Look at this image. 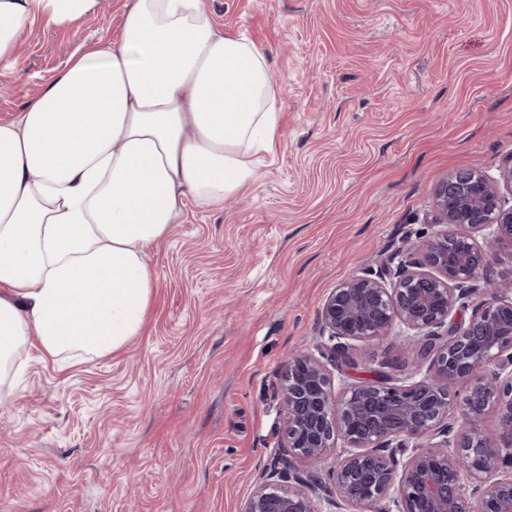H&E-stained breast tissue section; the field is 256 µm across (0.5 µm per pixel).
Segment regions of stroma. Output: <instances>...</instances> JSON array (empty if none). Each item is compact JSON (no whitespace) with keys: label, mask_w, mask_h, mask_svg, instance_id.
Instances as JSON below:
<instances>
[{"label":"stroma","mask_w":512,"mask_h":512,"mask_svg":"<svg viewBox=\"0 0 512 512\" xmlns=\"http://www.w3.org/2000/svg\"><path fill=\"white\" fill-rule=\"evenodd\" d=\"M126 0L37 24L0 73L12 118L82 43L117 38ZM263 50L281 127L255 183L186 201L148 252L145 330L68 368L30 349L0 392V512H242L280 457L284 363L364 262L427 228L437 183L512 161V0H209ZM360 377L411 367L355 343Z\"/></svg>","instance_id":"1"}]
</instances>
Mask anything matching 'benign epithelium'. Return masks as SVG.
<instances>
[{
    "mask_svg": "<svg viewBox=\"0 0 512 512\" xmlns=\"http://www.w3.org/2000/svg\"><path fill=\"white\" fill-rule=\"evenodd\" d=\"M512 161L497 177L448 174L434 193L433 224L390 259L366 263L319 311L316 351L288 356L283 376L284 455L243 512H512V279L479 284L493 249L512 247ZM484 294L470 316L459 309ZM393 336L414 370L352 383L356 342ZM339 376H334V372ZM497 430L481 427L488 412ZM341 448L325 468L329 451ZM305 462L309 467L303 468Z\"/></svg>",
    "mask_w": 512,
    "mask_h": 512,
    "instance_id": "benign-epithelium-1",
    "label": "benign epithelium"
}]
</instances>
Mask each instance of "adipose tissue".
Returning <instances> with one entry per match:
<instances>
[{
  "mask_svg": "<svg viewBox=\"0 0 512 512\" xmlns=\"http://www.w3.org/2000/svg\"><path fill=\"white\" fill-rule=\"evenodd\" d=\"M98 0H0V72L18 33L66 27ZM265 54L217 29L206 0H127L116 41L79 45L0 120V381L37 346L103 357L143 332L145 261L186 200L223 206L279 127Z\"/></svg>",
  "mask_w": 512,
  "mask_h": 512,
  "instance_id": "obj_1",
  "label": "adipose tissue"
}]
</instances>
